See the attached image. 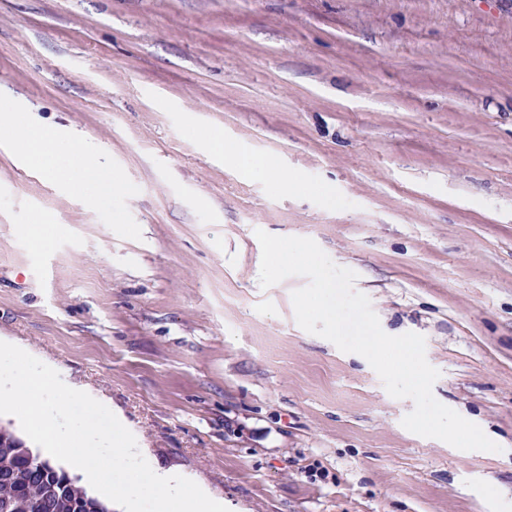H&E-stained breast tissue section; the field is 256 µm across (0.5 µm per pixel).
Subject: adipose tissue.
I'll list each match as a JSON object with an SVG mask.
<instances>
[{
  "instance_id": "adipose-tissue-1",
  "label": "adipose tissue",
  "mask_w": 512,
  "mask_h": 512,
  "mask_svg": "<svg viewBox=\"0 0 512 512\" xmlns=\"http://www.w3.org/2000/svg\"><path fill=\"white\" fill-rule=\"evenodd\" d=\"M24 162L63 184L77 180V161L84 153L82 144L58 137L50 128L27 121L24 129Z\"/></svg>"
}]
</instances>
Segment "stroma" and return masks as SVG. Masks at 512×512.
Returning <instances> with one entry per match:
<instances>
[{
	"label": "stroma",
	"mask_w": 512,
	"mask_h": 512,
	"mask_svg": "<svg viewBox=\"0 0 512 512\" xmlns=\"http://www.w3.org/2000/svg\"><path fill=\"white\" fill-rule=\"evenodd\" d=\"M1 93L130 192L89 202L0 129V341L230 512H512V0H0ZM260 230L355 271L499 451L403 428L413 400L297 324L306 278L261 287Z\"/></svg>",
	"instance_id": "35a3bbf8"
}]
</instances>
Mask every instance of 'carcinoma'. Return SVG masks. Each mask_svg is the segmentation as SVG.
<instances>
[{
    "instance_id": "cac0c4a2",
    "label": "carcinoma",
    "mask_w": 512,
    "mask_h": 512,
    "mask_svg": "<svg viewBox=\"0 0 512 512\" xmlns=\"http://www.w3.org/2000/svg\"><path fill=\"white\" fill-rule=\"evenodd\" d=\"M0 473L10 476L0 484V512H112L6 427H0Z\"/></svg>"
}]
</instances>
